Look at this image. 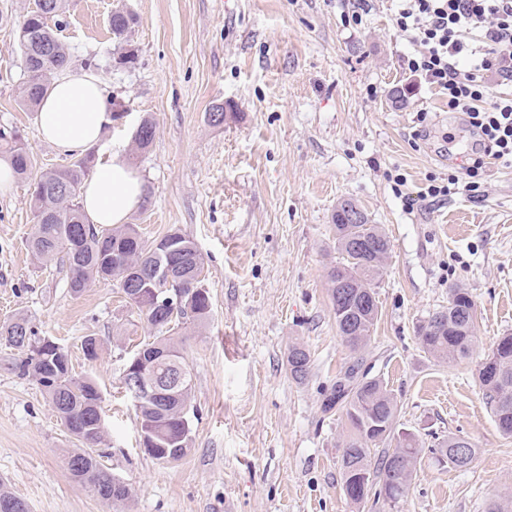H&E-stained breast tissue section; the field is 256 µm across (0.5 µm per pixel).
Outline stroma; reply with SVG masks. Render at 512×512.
Masks as SVG:
<instances>
[{
    "label": "stroma",
    "mask_w": 512,
    "mask_h": 512,
    "mask_svg": "<svg viewBox=\"0 0 512 512\" xmlns=\"http://www.w3.org/2000/svg\"><path fill=\"white\" fill-rule=\"evenodd\" d=\"M399 5L367 0L356 21L348 0H69L60 37L73 69L93 60L126 110L96 157L119 156L141 175L146 199L129 221L143 237L176 227L197 243L211 318L173 331L193 374L192 448L159 463L140 448L122 389L151 328L116 281L75 294L62 261L36 263L28 184L0 195V323L26 315L64 347L76 375L97 382L100 461L135 489L108 506L74 481L66 458L76 440L39 385L13 370L18 350L0 343V481L31 512H355L338 462L346 419L322 409L351 358L326 279L337 257L331 215L343 199L391 241L366 365L397 401L398 430L422 448L405 497L371 512H486L490 500L512 501V438L498 431L476 378L498 337L512 333V166L487 159L480 193L418 201L428 175L464 176L475 137L447 96L408 73L414 47L395 25ZM118 6L137 18L138 62L127 70L112 66L108 17ZM33 7L0 0V129L24 130L39 166L60 167L68 157L38 138L35 113L19 103L17 29ZM396 88L404 103L392 99ZM217 105L220 126L208 121ZM421 110L433 124L416 141ZM145 117L156 136L137 153L132 134ZM456 287L476 301V341L469 358L448 363L423 352L417 327ZM89 335L100 342L92 361L81 348ZM295 342L311 356L301 383L286 367ZM451 436L474 445L468 468L435 460Z\"/></svg>",
    "instance_id": "stroma-1"
}]
</instances>
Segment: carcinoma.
<instances>
[{
  "label": "carcinoma",
  "mask_w": 512,
  "mask_h": 512,
  "mask_svg": "<svg viewBox=\"0 0 512 512\" xmlns=\"http://www.w3.org/2000/svg\"><path fill=\"white\" fill-rule=\"evenodd\" d=\"M49 15L27 13L19 31L25 33L26 46H19L25 72L21 105L31 112L46 96L52 79L71 66V56L57 30L67 24V0H53ZM135 24L132 14L117 9L109 15V29L120 52L113 58L116 69H130L138 60L137 49L129 39ZM154 124L146 119L141 131L133 137L135 151L143 152L153 143ZM0 154L12 162L15 175L30 182V209L34 231L29 237L30 252L47 264L55 259L65 262L70 271V288L78 294L95 280L115 279L123 283L132 272L140 273L134 292L125 295L149 326V316L161 310L164 324L158 330L171 331L172 326L188 319L205 322L211 313L208 292L199 290L203 259L193 239L180 229L172 228L159 239H143L130 224L97 228L86 220L80 203L79 187L95 166L92 152L75 157L58 168L37 170V161L28 150L25 136L18 130L7 136L0 133ZM355 203L344 199L332 215L336 231L338 260L327 271V283L336 328L353 354L352 360L336 378L325 396L323 410L336 408L345 414L348 429L341 441L340 470L342 489L353 504L365 507L369 501L397 503L406 493L413 473L420 463L421 448L411 433L392 434L397 403L384 383L361 370L364 351L378 318L375 288L382 275L383 262L390 251V241L376 225L363 217L354 223L348 218ZM358 243L361 249L352 245ZM172 266V294L169 306L159 308L156 292L165 286L155 272ZM346 276L358 293L348 297L336 288V277ZM477 322V305L465 288L451 289L448 306L432 313L417 329L418 340L425 352L434 358L457 361L470 356ZM0 341L19 350L21 355L13 368L21 377L36 381L52 401L57 417L82 447L67 458V467L75 481L84 485L104 503L128 500L132 489L117 478L93 455L106 433L97 383L89 377H76L65 371L54 358L60 345L39 337L25 316H17L0 325ZM161 344L168 354L154 361L151 372L165 376L173 366L182 370L185 385L171 390L160 399L132 396L126 391L139 418L140 436L148 439L149 455L160 463L178 461L187 455L191 442L190 400L192 371L174 336H154L137 345L136 352ZM288 373L298 383L306 380L310 354L298 345L292 346L286 359ZM477 380L486 403L493 413L499 431L512 437V335L500 337L479 363ZM384 446L379 459L372 458V448ZM436 461L453 468L468 467L475 455L473 444L458 436H450L435 449ZM0 512H30L28 504L0 483Z\"/></svg>",
  "instance_id": "carcinoma-1"
}]
</instances>
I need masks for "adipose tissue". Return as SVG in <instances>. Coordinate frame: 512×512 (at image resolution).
Returning a JSON list of instances; mask_svg holds the SVG:
<instances>
[{
    "mask_svg": "<svg viewBox=\"0 0 512 512\" xmlns=\"http://www.w3.org/2000/svg\"><path fill=\"white\" fill-rule=\"evenodd\" d=\"M112 122V109L100 80L91 70L54 80L37 116V135L59 153L80 155L98 144ZM140 174L121 158L99 165L80 189L79 201L91 224L127 223L143 197Z\"/></svg>",
    "mask_w": 512,
    "mask_h": 512,
    "instance_id": "1",
    "label": "adipose tissue"
}]
</instances>
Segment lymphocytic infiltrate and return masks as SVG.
<instances>
[{
    "label": "lymphocytic infiltrate",
    "mask_w": 512,
    "mask_h": 512,
    "mask_svg": "<svg viewBox=\"0 0 512 512\" xmlns=\"http://www.w3.org/2000/svg\"><path fill=\"white\" fill-rule=\"evenodd\" d=\"M396 25L417 47L408 70L443 91L480 137L467 182L433 178L419 198L432 203L475 191L485 157L512 164V95L494 94L488 84L512 85V0H405Z\"/></svg>",
    "instance_id": "lymphocytic-infiltrate-1"
}]
</instances>
